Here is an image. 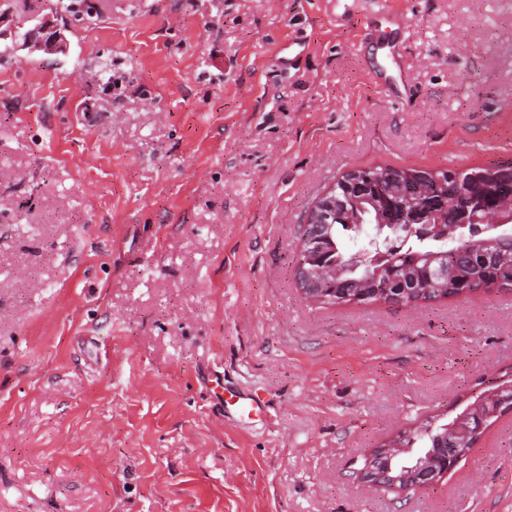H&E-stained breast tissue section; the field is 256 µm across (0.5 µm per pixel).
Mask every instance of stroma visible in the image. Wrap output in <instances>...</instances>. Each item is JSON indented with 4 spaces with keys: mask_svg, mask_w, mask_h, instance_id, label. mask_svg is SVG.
<instances>
[{
    "mask_svg": "<svg viewBox=\"0 0 512 512\" xmlns=\"http://www.w3.org/2000/svg\"><path fill=\"white\" fill-rule=\"evenodd\" d=\"M89 2L0 0V512H512V412L433 487L355 476L512 380V292L294 280L347 170L512 162V0ZM21 47L37 51H43L47 54H57L65 49V42L60 32L52 31L49 22L44 21L37 24L23 38ZM236 399L233 403H231L232 408L227 410L224 409L226 413H231L233 415H239L240 417L249 416L252 412L260 413L262 411V400L251 393H246L244 391H238L234 396Z\"/></svg>",
    "mask_w": 512,
    "mask_h": 512,
    "instance_id": "stroma-1",
    "label": "stroma"
}]
</instances>
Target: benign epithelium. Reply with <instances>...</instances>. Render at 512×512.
Returning a JSON list of instances; mask_svg holds the SVG:
<instances>
[{"label": "benign epithelium", "mask_w": 512, "mask_h": 512, "mask_svg": "<svg viewBox=\"0 0 512 512\" xmlns=\"http://www.w3.org/2000/svg\"><path fill=\"white\" fill-rule=\"evenodd\" d=\"M21 46L47 54L64 51L65 42L61 34L52 31L49 22L37 24L21 41ZM456 185L467 182L480 185L484 182L497 184L495 201L486 203L483 195L471 197V205L459 207L455 201L454 188L448 187V181ZM394 195L401 198L411 195V173L400 171L388 178ZM374 177L366 168H354L343 173L337 184L331 185L319 195L310 207L296 259L295 279L305 298L319 303L325 299L327 289L324 285L333 283L339 276L336 263L313 264L312 256L325 250L328 236L325 230L330 219L341 215L348 224L363 223L366 214L375 210V219L385 223L388 209L374 189ZM412 210L405 216L406 224L448 225L452 233L469 224L481 222L494 227L512 223V173L504 170L497 174L463 173L458 170L435 179V191L422 193L411 202ZM457 270L440 263L427 268V280L424 293L440 294L447 291L448 282L456 278ZM512 389L509 385L492 388L454 418L448 426L445 437L450 439V448H405L389 439L371 449L364 457L363 466L358 470L359 479L369 485L383 487L395 492H405L413 488H424L438 483L456 464L469 454L470 447L483 432L487 423L501 412L505 400L502 392Z\"/></svg>", "instance_id": "obj_1"}]
</instances>
